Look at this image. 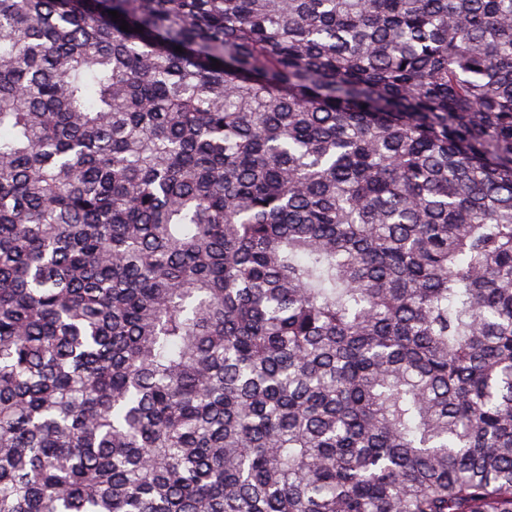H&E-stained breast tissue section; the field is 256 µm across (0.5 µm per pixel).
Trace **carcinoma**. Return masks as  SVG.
I'll return each instance as SVG.
<instances>
[{
	"label": "carcinoma",
	"mask_w": 512,
	"mask_h": 512,
	"mask_svg": "<svg viewBox=\"0 0 512 512\" xmlns=\"http://www.w3.org/2000/svg\"><path fill=\"white\" fill-rule=\"evenodd\" d=\"M0 512H512V0H0Z\"/></svg>",
	"instance_id": "1"
}]
</instances>
